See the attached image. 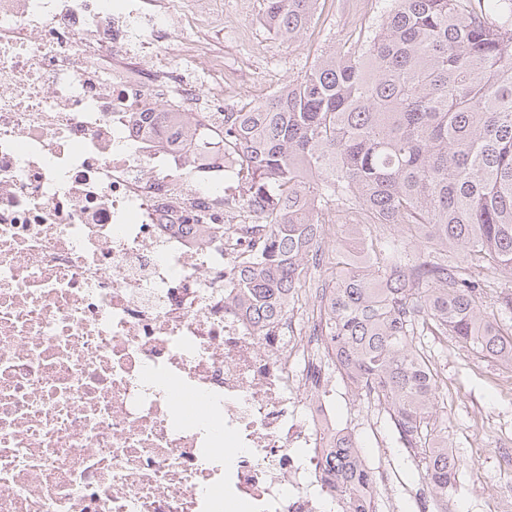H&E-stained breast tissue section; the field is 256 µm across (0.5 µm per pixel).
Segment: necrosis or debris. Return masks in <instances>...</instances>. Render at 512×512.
Masks as SVG:
<instances>
[{
	"instance_id": "obj_1",
	"label": "necrosis or debris",
	"mask_w": 512,
	"mask_h": 512,
	"mask_svg": "<svg viewBox=\"0 0 512 512\" xmlns=\"http://www.w3.org/2000/svg\"><path fill=\"white\" fill-rule=\"evenodd\" d=\"M216 20L0 0V512H347L325 458L360 426L321 366L323 261L306 319L257 330L238 271L268 228L234 206L243 161L144 131L223 112L181 66Z\"/></svg>"
}]
</instances>
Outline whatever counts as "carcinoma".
I'll list each match as a JSON object with an SVG mask.
<instances>
[{"instance_id":"1","label":"carcinoma","mask_w":512,"mask_h":512,"mask_svg":"<svg viewBox=\"0 0 512 512\" xmlns=\"http://www.w3.org/2000/svg\"><path fill=\"white\" fill-rule=\"evenodd\" d=\"M316 0H265L282 40L305 32ZM388 0L380 26L357 23L348 51L325 52L300 81L224 126L172 133L239 146L248 212L268 226L267 259L238 272L259 328L288 311L325 216L365 241L340 255L326 306L336 358L357 389L380 388L429 483L448 494L458 463L429 423L439 382L414 336H453L512 367V327L485 305V270L512 282V0ZM340 485L366 470L355 443L329 450Z\"/></svg>"}]
</instances>
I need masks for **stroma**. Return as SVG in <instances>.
Here are the masks:
<instances>
[{"mask_svg": "<svg viewBox=\"0 0 512 512\" xmlns=\"http://www.w3.org/2000/svg\"><path fill=\"white\" fill-rule=\"evenodd\" d=\"M386 6V0H318L306 34L287 43L263 25L264 0H222L224 25L212 33L213 58L223 61L225 71L246 67L254 75L226 89L225 104H258L274 88L300 80L317 56L349 45L354 17L377 27ZM422 344L448 385V412L439 424L460 465L450 490L456 512H481L478 489H491L505 479L496 465L497 427L512 423V368L452 339L426 336ZM359 437L365 461L393 469L404 485L419 481L420 459L402 448L388 409L379 411L375 429H362Z\"/></svg>", "mask_w": 512, "mask_h": 512, "instance_id": "stroma-1", "label": "stroma"}]
</instances>
